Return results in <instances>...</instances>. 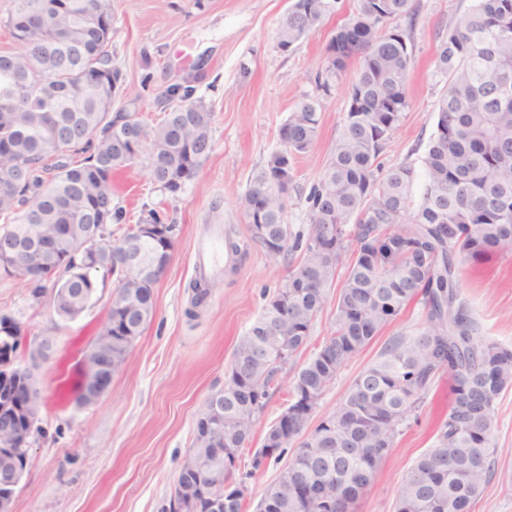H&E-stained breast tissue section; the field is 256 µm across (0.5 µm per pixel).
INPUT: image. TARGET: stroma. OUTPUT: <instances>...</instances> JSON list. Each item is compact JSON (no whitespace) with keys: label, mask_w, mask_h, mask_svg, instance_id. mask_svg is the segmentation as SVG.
<instances>
[{"label":"stroma","mask_w":512,"mask_h":512,"mask_svg":"<svg viewBox=\"0 0 512 512\" xmlns=\"http://www.w3.org/2000/svg\"><path fill=\"white\" fill-rule=\"evenodd\" d=\"M475 3L410 0L409 12L395 18L410 53L408 106L379 156L383 167L401 162L420 166L448 88L447 76L435 65L437 46ZM290 4L112 0V64L138 95L134 102L117 99L116 107L139 113L152 125L164 117L173 88L192 86L213 113V149L196 176L174 194L155 188L139 165L112 176V203L125 211L128 223L161 205L178 232L172 260L154 288L155 316L96 404L78 406L73 389L79 362L107 320L112 275L96 272L97 295L72 320L61 319L49 299L33 300L21 281L0 277V312L25 325L32 340L51 343L36 371L45 400L42 433L30 449L15 512H164L168 506L199 412L206 399L223 388L239 337L290 271L286 259L271 257L251 241L239 198L278 149L281 125L302 102H314L318 141L295 163L296 178L285 208V221L293 230L307 229L308 197L330 158L359 69L354 60L340 78L324 79L326 46L337 26L354 12L355 0H333L310 35L285 51L276 31ZM217 228L242 251H225L219 271L210 276L208 304L192 320L185 314L186 287L199 275V245ZM456 281L481 335L512 348V255L458 264ZM423 326L422 310L414 306L383 328L339 373L313 421L335 409L353 379L392 337L418 333ZM296 372L291 365L280 374L251 445L241 456L239 471L247 486L244 512H254L285 465L271 458L255 470L251 458L286 406ZM450 401V381L440 377L403 426L355 512H395L400 485L418 456L431 448ZM496 415L499 453L472 512H512V389L501 394Z\"/></svg>","instance_id":"stroma-1"}]
</instances>
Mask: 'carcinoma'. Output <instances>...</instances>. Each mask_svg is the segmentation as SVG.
I'll list each match as a JSON object with an SVG mask.
<instances>
[{"label": "carcinoma", "mask_w": 512, "mask_h": 512, "mask_svg": "<svg viewBox=\"0 0 512 512\" xmlns=\"http://www.w3.org/2000/svg\"><path fill=\"white\" fill-rule=\"evenodd\" d=\"M410 0H357L353 16L331 37L326 77L343 73L346 60L361 61L343 127L331 157L308 198L307 234L285 224L284 189L275 172L288 153H309L319 136L316 106L301 103L279 130L280 148L256 173L239 205L251 239L271 256L301 251L288 280L238 340L224 388L220 431L205 436L198 416L192 446L179 469L198 468L216 494L233 487L224 512H243L247 487L238 457L248 447L275 388L276 377L311 342L313 322L336 288L333 326L294 376L288 417L278 416L252 459L257 470L288 443L302 437L294 455L265 490L257 512H351L375 482L383 460L424 395L443 374L451 381L448 415L435 444L403 479L395 512H472L498 452L495 404L512 388V349L486 339L455 282L461 259L482 263L512 255V0H477L448 29L436 52L448 75L438 107L436 133L423 158L426 184L419 200L413 165L387 170L378 162L384 144L407 107L410 54L407 38L387 22L409 12ZM323 13L317 0H297L277 28L278 42L296 45ZM3 25L19 45L0 64V239L31 240L69 228L72 246L57 260L34 249L24 263L0 254V273L23 280L39 299L52 288L55 312L81 314L94 296V280H72L87 267L116 277L107 323L91 342L103 363L119 372L135 340L155 314L154 287L127 274L121 251L152 256L166 268L175 225L152 208L124 227L119 242L107 237L91 256L82 243L99 224L126 220L112 206V173L145 164L150 180L176 193L213 149V112L175 89L163 120L147 126L136 112L112 111L127 95L112 66V0H15ZM70 142L57 152L54 136ZM144 136L137 151L130 141ZM159 225L164 236L143 239L140 225ZM355 258L344 276V253ZM191 317L212 289L190 283ZM413 303L423 306L425 327L385 345L377 360L353 381L336 409L308 430L311 416L341 369ZM112 339H107V336ZM12 434L0 428L4 465L24 474L28 456L8 448Z\"/></svg>", "instance_id": "obj_1"}]
</instances>
